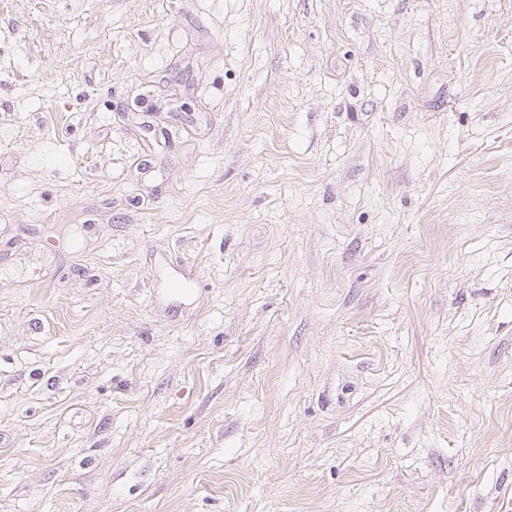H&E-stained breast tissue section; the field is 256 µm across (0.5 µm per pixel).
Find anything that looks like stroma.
<instances>
[{
    "label": "stroma",
    "instance_id": "obj_1",
    "mask_svg": "<svg viewBox=\"0 0 512 512\" xmlns=\"http://www.w3.org/2000/svg\"><path fill=\"white\" fill-rule=\"evenodd\" d=\"M0 512H512V0H0Z\"/></svg>",
    "mask_w": 512,
    "mask_h": 512
}]
</instances>
